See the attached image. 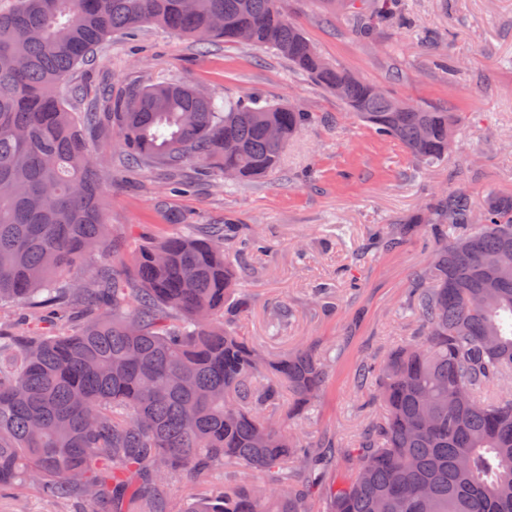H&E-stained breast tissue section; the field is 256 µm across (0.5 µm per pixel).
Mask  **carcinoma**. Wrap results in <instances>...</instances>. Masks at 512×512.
<instances>
[{
    "instance_id": "carcinoma-1",
    "label": "carcinoma",
    "mask_w": 512,
    "mask_h": 512,
    "mask_svg": "<svg viewBox=\"0 0 512 512\" xmlns=\"http://www.w3.org/2000/svg\"><path fill=\"white\" fill-rule=\"evenodd\" d=\"M360 37L412 25L398 0H324ZM162 25L206 49L247 43L288 59L416 160L448 157L456 113L408 104L328 62L280 0H13L0 11V309L20 300L97 310L55 331L0 332V486L35 475L53 497L93 504L153 500L167 476L215 463L263 479L236 483L188 512H306L309 451L282 427L320 393L310 345L270 360L235 326L233 257L259 241L238 227L182 224L133 250L131 263L71 274L104 251L107 177L81 127L117 129L127 156L211 180L268 175L310 115L256 99L224 104L159 81L89 104L77 118L74 71L115 34ZM278 130L271 138L269 128ZM462 186L406 219L430 226L434 260L417 275V335L366 362L383 415L352 450L327 512H512V399L485 396L512 378V195L481 204Z\"/></svg>"
}]
</instances>
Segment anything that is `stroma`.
Masks as SVG:
<instances>
[{"label":"stroma","mask_w":512,"mask_h":512,"mask_svg":"<svg viewBox=\"0 0 512 512\" xmlns=\"http://www.w3.org/2000/svg\"><path fill=\"white\" fill-rule=\"evenodd\" d=\"M324 57L417 105L447 107L459 123L448 159L416 162L397 141L381 137L334 95L275 53L242 43L199 50L157 25L112 37L91 65L75 74L89 93H124L159 79L187 81L219 100L253 96L312 113L276 172L246 183L208 182L193 169L187 190L170 188L162 167L127 161L111 123L89 135L112 171L104 203L110 251L89 269L128 259L133 247L161 238L174 223L220 224L232 219L267 251L237 260L236 296L245 302L241 332L267 358L295 345L326 360L324 386L307 414L287 427L312 450L333 442L320 487L307 512H324L330 489L351 471L350 448L380 410L370 404L366 360L383 359L417 326L409 288L432 253L428 229L404 235L399 222L455 184L474 201L512 195V0H404L413 26L379 30L361 41L321 0H282ZM224 493V468L180 471L162 489L157 512H188L202 496ZM80 498L44 494L38 477L0 487V512H90Z\"/></svg>","instance_id":"stroma-1"}]
</instances>
